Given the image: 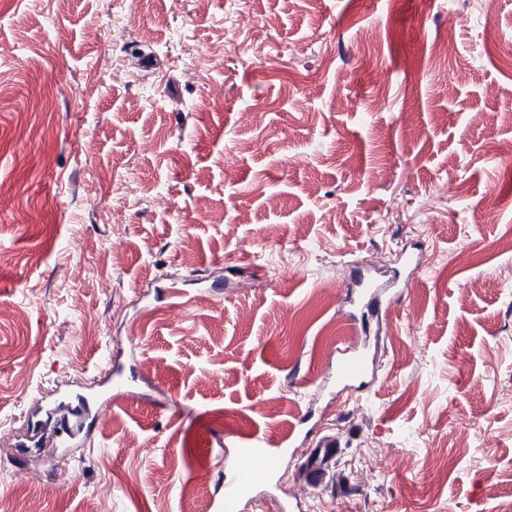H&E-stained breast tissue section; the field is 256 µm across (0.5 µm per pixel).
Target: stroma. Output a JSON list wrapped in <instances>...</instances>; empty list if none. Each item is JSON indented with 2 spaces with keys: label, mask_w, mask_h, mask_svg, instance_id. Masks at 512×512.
Listing matches in <instances>:
<instances>
[{
  "label": "stroma",
  "mask_w": 512,
  "mask_h": 512,
  "mask_svg": "<svg viewBox=\"0 0 512 512\" xmlns=\"http://www.w3.org/2000/svg\"><path fill=\"white\" fill-rule=\"evenodd\" d=\"M108 3L0 0V428L128 382L82 455L0 447V512H224L252 435L291 445L237 512H499L512 0ZM407 252L412 283L364 321L375 378L342 389L345 265L403 276ZM336 443L330 437L320 438L309 450L304 462L308 482L314 486L320 485L323 475L335 457Z\"/></svg>",
  "instance_id": "obj_1"
}]
</instances>
